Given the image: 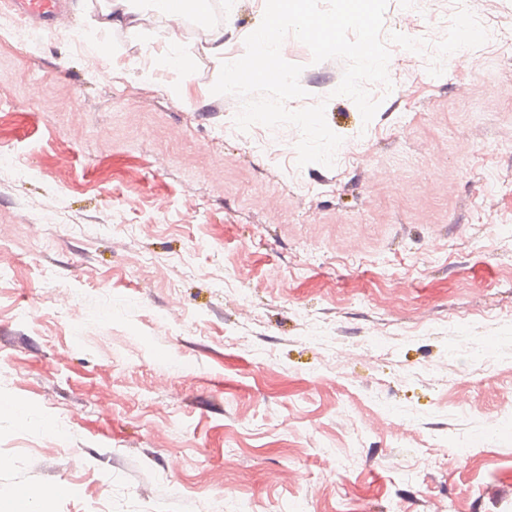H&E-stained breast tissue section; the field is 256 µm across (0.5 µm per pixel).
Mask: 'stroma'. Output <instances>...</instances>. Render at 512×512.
<instances>
[{
	"instance_id": "1",
	"label": "stroma",
	"mask_w": 512,
	"mask_h": 512,
	"mask_svg": "<svg viewBox=\"0 0 512 512\" xmlns=\"http://www.w3.org/2000/svg\"><path fill=\"white\" fill-rule=\"evenodd\" d=\"M69 3L23 51L0 8V508L512 512V0H388L483 38L392 52L368 123L287 37L330 168L211 92L263 0H220V60L192 15ZM141 12H150L165 20L172 19L164 7V0H111L108 7L102 10V19L97 22V26L106 32L122 24H129L130 29H135L134 23Z\"/></svg>"
}]
</instances>
